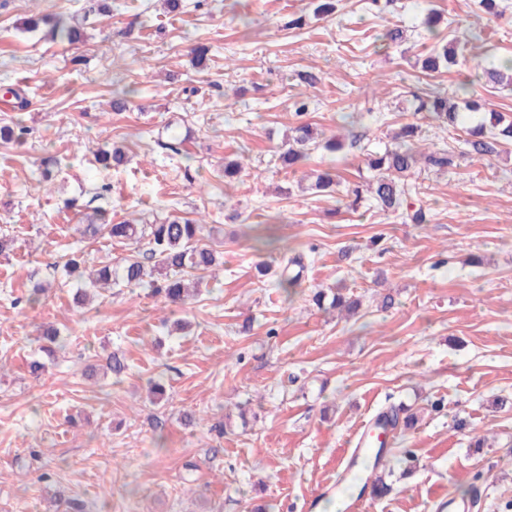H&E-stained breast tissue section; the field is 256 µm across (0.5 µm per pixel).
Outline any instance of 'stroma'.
<instances>
[{
    "instance_id": "stroma-1",
    "label": "stroma",
    "mask_w": 512,
    "mask_h": 512,
    "mask_svg": "<svg viewBox=\"0 0 512 512\" xmlns=\"http://www.w3.org/2000/svg\"><path fill=\"white\" fill-rule=\"evenodd\" d=\"M316 5L0 0V96L18 94L0 100V120L18 115L27 128L21 142H0V235L13 241L0 254V512H326L356 430L399 403L417 423L390 435L391 489L363 495V512H443L450 498L468 512H512V145L472 159L480 115L453 131L413 109L426 87L452 95L464 82L483 109L512 115V87L487 86L471 64L421 68L449 30L474 39L485 66L512 57V0L495 15L479 0L382 11L337 0L324 15ZM431 7L450 26L429 29ZM33 15L86 38L23 31ZM389 27L404 41L385 42ZM197 46L209 49L203 70L191 62ZM303 122L343 146L285 166V139ZM411 123L414 149L455 155L447 170L414 176L427 223L367 198L350 209L372 176L367 154ZM104 144L123 148L125 165L102 171ZM48 155L61 166L45 179ZM228 160L244 164L230 181ZM324 172L335 186L312 190ZM105 181L110 193L96 197ZM99 207L116 223L203 220L222 263L179 309L122 284L77 307L63 271L72 253L98 267L134 250L81 234ZM290 254L305 269L284 287ZM37 282L46 291L28 303ZM336 288L360 299L356 314L313 304L316 290ZM47 324L69 339L50 358L36 342Z\"/></svg>"
}]
</instances>
